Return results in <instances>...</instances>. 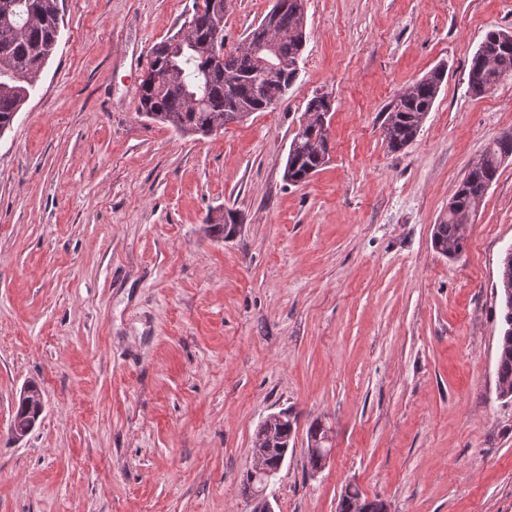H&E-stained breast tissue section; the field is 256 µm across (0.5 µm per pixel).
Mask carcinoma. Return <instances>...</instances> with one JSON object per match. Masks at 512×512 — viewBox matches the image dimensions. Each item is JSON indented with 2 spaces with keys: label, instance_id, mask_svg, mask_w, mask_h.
<instances>
[{
  "label": "carcinoma",
  "instance_id": "1",
  "mask_svg": "<svg viewBox=\"0 0 512 512\" xmlns=\"http://www.w3.org/2000/svg\"><path fill=\"white\" fill-rule=\"evenodd\" d=\"M61 0H0V136L9 130L35 88L36 79L52 55L64 24ZM221 0H192L188 21L195 45H185L169 54L161 45L152 49L138 88V111L154 121L171 126L183 136L212 135L215 123L239 119L238 112H265L284 101L297 77V62L306 41L304 0H277V11L268 13L248 35L261 43L266 27L280 36L275 71L261 74L257 58L238 49H224L216 62L200 47L212 30L213 16ZM512 78V34L490 30L471 58L469 87L480 96ZM444 80L434 70L423 76L387 108L383 140L391 152H399L416 138L431 111ZM331 112L330 100L315 96L305 113L311 117L300 125L288 151L285 178L301 183L330 161L327 126L321 118ZM512 157V133L496 138L460 181L448 202V213L434 225L433 245L451 258L462 253L465 224L496 179L502 161ZM504 332L498 339L497 375L512 391V310L502 311ZM39 414L29 403L18 401L14 421L30 429ZM294 426L287 417L257 429L255 441L269 461H277L290 443ZM339 512H383V504L362 499L358 488L349 485L341 495Z\"/></svg>",
  "mask_w": 512,
  "mask_h": 512
}]
</instances>
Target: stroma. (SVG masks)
Returning a JSON list of instances; mask_svg holds the SVG:
<instances>
[{
	"instance_id": "obj_1",
	"label": "stroma",
	"mask_w": 512,
	"mask_h": 512,
	"mask_svg": "<svg viewBox=\"0 0 512 512\" xmlns=\"http://www.w3.org/2000/svg\"><path fill=\"white\" fill-rule=\"evenodd\" d=\"M191 0H63L64 28L0 136V512H253L260 423L295 435L276 512H512V401L496 393L512 158L448 258L433 227L512 132V79L468 82L512 0H307L285 101L210 137L137 110L153 46ZM273 0H227L226 46ZM446 70L415 140L385 108ZM328 94L329 163L288 183L307 102ZM232 214L230 233L207 215ZM34 429L11 417L28 384ZM332 457L313 471L307 431ZM363 501L361 506L360 501ZM339 512H383V504L378 501H368L362 498L357 487L348 485L341 495Z\"/></svg>"
}]
</instances>
